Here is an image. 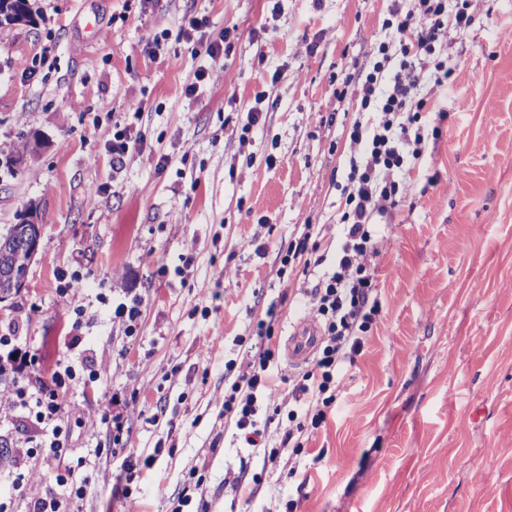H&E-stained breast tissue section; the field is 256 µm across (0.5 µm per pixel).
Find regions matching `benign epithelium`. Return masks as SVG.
Returning <instances> with one entry per match:
<instances>
[{
  "instance_id": "obj_1",
  "label": "benign epithelium",
  "mask_w": 512,
  "mask_h": 512,
  "mask_svg": "<svg viewBox=\"0 0 512 512\" xmlns=\"http://www.w3.org/2000/svg\"><path fill=\"white\" fill-rule=\"evenodd\" d=\"M42 225L25 215L0 237V303L21 293L27 286V273L37 255Z\"/></svg>"
}]
</instances>
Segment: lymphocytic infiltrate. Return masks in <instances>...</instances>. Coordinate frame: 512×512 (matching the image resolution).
I'll return each instance as SVG.
<instances>
[{
    "label": "lymphocytic infiltrate",
    "mask_w": 512,
    "mask_h": 512,
    "mask_svg": "<svg viewBox=\"0 0 512 512\" xmlns=\"http://www.w3.org/2000/svg\"><path fill=\"white\" fill-rule=\"evenodd\" d=\"M417 10L400 16L393 31L394 42L400 46L403 60L395 71L387 91H380L387 62L388 45L378 47L381 56L361 87V107L381 112L382 119L373 132L354 126L351 139L366 143L362 164L350 167L347 176L348 212L343 216L344 226L336 248V268L324 276L312 289V310L324 324V341L319 357L311 371L294 378L291 392L316 403L317 411L309 423H297L296 433L307 427H318L323 420L324 406L335 403L342 392V370L354 362L363 351L366 335L377 324L379 302L371 259L378 252L370 219L373 214L385 213L394 207L398 197L407 188L397 174L405 168L406 156L420 157L424 152V137L413 133L416 113L422 112L427 99L418 97L416 90L427 81L434 88L444 87L450 73L443 64H435L431 72L417 69L415 57L434 54L435 46L448 23L466 27L474 19L468 12L448 18L443 0H418ZM274 352L258 347L250 370L232 386L224 401V413L234 419L241 438L250 446H257L262 433L254 421L256 403L264 398L274 400L277 389L268 374ZM96 361L85 356L82 368H75L69 360L57 361L50 383L39 384L31 391L15 390L0 395V417L20 410L31 411L34 425L41 439L35 449L20 448V455L40 459L50 474L45 490L33 503L34 512H74L75 503L83 494L84 483L70 462L62 426L63 406L59 391L66 382L82 379L97 380Z\"/></svg>",
    "instance_id": "lymphocytic-infiltrate-1"
}]
</instances>
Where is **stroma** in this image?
I'll list each match as a JSON object with an SVG mask.
<instances>
[{"mask_svg": "<svg viewBox=\"0 0 512 512\" xmlns=\"http://www.w3.org/2000/svg\"><path fill=\"white\" fill-rule=\"evenodd\" d=\"M33 3L34 24L0 30V145L24 157L0 163V233L31 210L43 235L0 336L35 354L31 387L58 357L97 356V382L62 392L90 461L80 512H512V0H481L436 47L453 75L418 95L448 118L422 113L407 196L372 219L381 325L300 449L288 415L307 405L285 357L270 367L282 413L257 415L264 447L224 398L268 307L279 350L333 270L351 128L380 121L357 94L418 0ZM191 16L230 37L223 79L189 97L211 65L182 33ZM127 124L145 147L117 164ZM306 232L318 251L282 265ZM135 295L129 337L113 310ZM111 411L121 433L92 426Z\"/></svg>", "mask_w": 512, "mask_h": 512, "instance_id": "1", "label": "stroma"}]
</instances>
